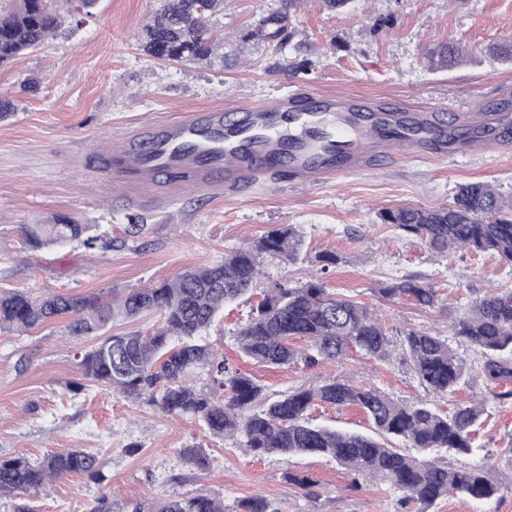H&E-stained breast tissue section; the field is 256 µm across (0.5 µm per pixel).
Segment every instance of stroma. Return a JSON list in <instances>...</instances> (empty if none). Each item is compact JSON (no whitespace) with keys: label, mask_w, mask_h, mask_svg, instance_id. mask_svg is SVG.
<instances>
[{"label":"stroma","mask_w":512,"mask_h":512,"mask_svg":"<svg viewBox=\"0 0 512 512\" xmlns=\"http://www.w3.org/2000/svg\"><path fill=\"white\" fill-rule=\"evenodd\" d=\"M278 6V0H224L216 30L226 59L208 68L152 60L139 50L159 0H98L81 25L0 68V102L13 107L0 121V290L116 297L220 263L273 225L293 226L302 239L298 259L264 262L258 291L225 307L206 332L207 343L271 393L339 378L398 401L427 398L443 412L485 401L474 444L499 479L512 483V396L492 399L483 378L432 395L398 347L384 361L354 355L311 368L300 362L273 368L243 357L235 340L261 290L313 278L377 310L393 339L410 330L450 335L477 297L512 288V263L469 250L437 255L419 238L381 223L379 213L398 205L448 204L469 181L491 183L512 197V151L491 161L383 164L312 189L295 188L286 175L264 178L237 200L189 195L166 210L147 208L113 185L104 158L141 121L246 99L271 102L296 89L394 98L411 106L440 99L459 112L512 113V98L501 95L512 88V64L479 55L486 45L512 40V0H351L336 13L320 0H304L291 16L294 45L278 52L241 47V35ZM451 40L476 50V57L450 70L429 69L427 50ZM63 216L86 224L96 248H28L22 225ZM135 220L142 230L132 236L128 228ZM325 251L336 252L339 263L322 267L316 257ZM409 276L436 288V307L380 297L379 287ZM95 343L92 336H69L62 319L23 335L0 330V457L36 460L51 449L82 448L103 464V482L73 474L29 492L39 512H91L102 498L114 512H130L140 500L200 492L223 498L229 510L262 495L281 512H400V492L353 481L330 459L254 457L232 439L211 436L197 422L168 416L121 391L93 383L69 389V382L81 379V354ZM191 445L209 455L208 471L180 457V449ZM291 470L308 474L313 487L289 484Z\"/></svg>","instance_id":"35a3bbf8"}]
</instances>
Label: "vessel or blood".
<instances>
[{
    "instance_id": "obj_1",
    "label": "vessel or blood",
    "mask_w": 512,
    "mask_h": 512,
    "mask_svg": "<svg viewBox=\"0 0 512 512\" xmlns=\"http://www.w3.org/2000/svg\"><path fill=\"white\" fill-rule=\"evenodd\" d=\"M500 137L512 149V114L448 111L443 101L379 110L348 94L276 102L243 101L141 123L108 158L116 183L139 196L176 200L185 192L233 197L265 176L280 156L297 184L319 186L386 162L448 159L446 137L461 126Z\"/></svg>"
}]
</instances>
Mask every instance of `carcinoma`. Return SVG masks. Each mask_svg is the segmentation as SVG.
I'll return each mask as SVG.
<instances>
[{
	"instance_id": "1",
	"label": "carcinoma",
	"mask_w": 512,
	"mask_h": 512,
	"mask_svg": "<svg viewBox=\"0 0 512 512\" xmlns=\"http://www.w3.org/2000/svg\"><path fill=\"white\" fill-rule=\"evenodd\" d=\"M0 9V67L42 46L64 24L59 0H12ZM284 7L261 17L241 42L260 40L280 50L289 43L291 11L302 0H283ZM224 10V0H162L153 21L140 37V49L157 60L212 66L217 58L210 19ZM492 61L512 62V43L485 47ZM468 46L455 41L428 51L431 64L453 68L468 59ZM409 236L419 237L434 253L469 249L491 253L512 263V200L496 187L472 181L459 186L446 206H411L379 212ZM88 227L71 220L23 227L26 245L34 250L80 243L95 247ZM301 238L291 225H278L264 236L224 256V261L187 270L118 298L98 294H55L33 297L23 290L0 291V329L27 332L63 318L72 336H90L114 318L135 319L145 312L161 314L162 323L148 334L113 335L85 352L82 376L90 383L145 397L169 415L186 416L219 438L240 437L244 452L325 456L357 477L387 485L414 502L419 512L450 493L490 503L501 492L486 463L454 465L435 456L440 450L472 455V434L485 414L486 401L459 405L444 414L426 400L400 402L375 388L344 379L288 390L276 397L249 374L230 366L224 356L201 341L202 333L224 307L248 294L256 284L260 260L290 262L298 258ZM394 301L407 297L421 308L439 300L435 288L417 277H406L379 289ZM452 333L461 345L480 356L477 374L489 385L512 379V289L490 291L476 299ZM303 339L311 351L299 353L293 341ZM240 353L257 363L283 367L302 361L306 367L323 359L343 360L352 350L376 360L390 356L392 341L370 309L329 292L309 280L265 292L237 332ZM412 371L429 392L455 391L469 368L438 334L410 330L401 339ZM203 366L209 380L201 388L186 383ZM317 404L354 406L370 420L372 433H350L315 425L309 411ZM415 449L416 453L409 452ZM198 471L210 468L201 448L181 451ZM99 458L81 448L52 451L40 460L0 458V495L39 490L57 479L81 474L104 479ZM133 512H226L224 500L208 493L136 503ZM235 512H278L272 502L253 496L237 502Z\"/></svg>"
}]
</instances>
